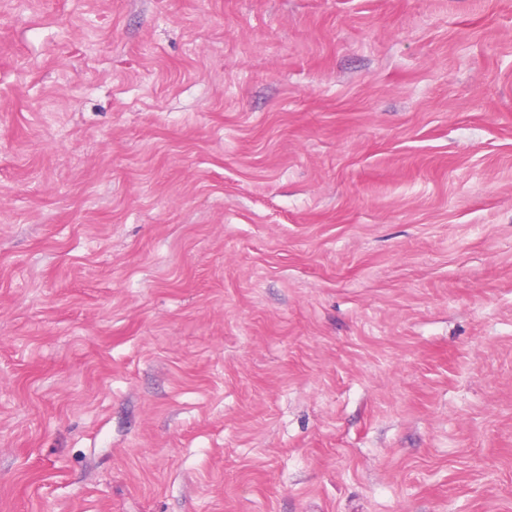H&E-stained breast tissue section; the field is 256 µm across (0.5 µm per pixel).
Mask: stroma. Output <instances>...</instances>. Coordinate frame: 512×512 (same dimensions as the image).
<instances>
[{
	"label": "stroma",
	"instance_id": "1",
	"mask_svg": "<svg viewBox=\"0 0 512 512\" xmlns=\"http://www.w3.org/2000/svg\"><path fill=\"white\" fill-rule=\"evenodd\" d=\"M0 512H512V0H0Z\"/></svg>",
	"mask_w": 512,
	"mask_h": 512
}]
</instances>
